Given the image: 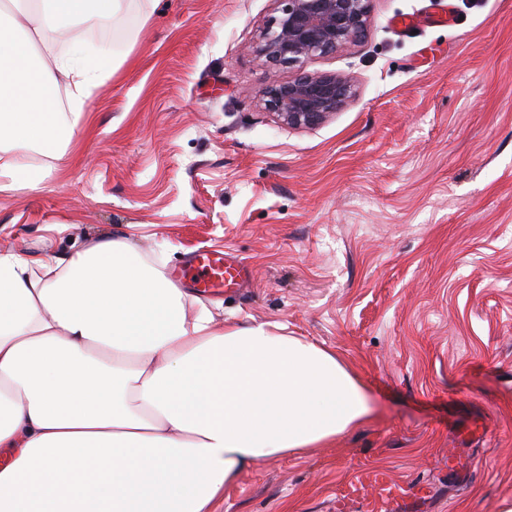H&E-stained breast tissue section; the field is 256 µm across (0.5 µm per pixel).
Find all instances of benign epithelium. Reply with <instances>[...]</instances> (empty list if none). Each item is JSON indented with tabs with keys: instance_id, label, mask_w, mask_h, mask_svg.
<instances>
[{
	"instance_id": "benign-epithelium-1",
	"label": "benign epithelium",
	"mask_w": 512,
	"mask_h": 512,
	"mask_svg": "<svg viewBox=\"0 0 512 512\" xmlns=\"http://www.w3.org/2000/svg\"><path fill=\"white\" fill-rule=\"evenodd\" d=\"M279 14L262 28L252 47L272 70L291 68L358 42L366 33L372 0H279ZM353 96L350 80L336 73L301 71L272 80L262 92L274 121L313 129L344 107Z\"/></svg>"
}]
</instances>
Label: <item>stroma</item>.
Wrapping results in <instances>:
<instances>
[{"label": "stroma", "mask_w": 512, "mask_h": 512, "mask_svg": "<svg viewBox=\"0 0 512 512\" xmlns=\"http://www.w3.org/2000/svg\"><path fill=\"white\" fill-rule=\"evenodd\" d=\"M277 0H128L69 24L123 58L36 189L0 176V252L62 256L127 240L178 270L197 250L247 264L201 295L225 324L267 323L336 351L372 400L360 430L267 459L216 512H336L364 469L428 499L382 512L512 502V0H373L365 38L304 65L356 95L314 129L274 122L289 70L251 52ZM449 12L447 26L394 17Z\"/></svg>", "instance_id": "1"}]
</instances>
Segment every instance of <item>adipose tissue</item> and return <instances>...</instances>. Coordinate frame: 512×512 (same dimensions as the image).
Returning <instances> with one entry per match:
<instances>
[{"label":"adipose tissue","mask_w":512,"mask_h":512,"mask_svg":"<svg viewBox=\"0 0 512 512\" xmlns=\"http://www.w3.org/2000/svg\"><path fill=\"white\" fill-rule=\"evenodd\" d=\"M0 10V175L35 187L120 65L56 32L122 0ZM373 408L335 352L226 325L127 242L64 257L0 252V512H215L260 461L351 433Z\"/></svg>","instance_id":"ef3b65f1"}]
</instances>
